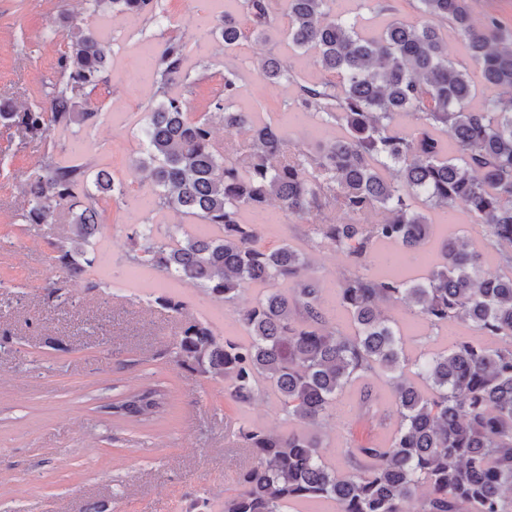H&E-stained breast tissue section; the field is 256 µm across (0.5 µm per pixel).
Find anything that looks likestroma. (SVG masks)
Segmentation results:
<instances>
[{"mask_svg":"<svg viewBox=\"0 0 512 512\" xmlns=\"http://www.w3.org/2000/svg\"><path fill=\"white\" fill-rule=\"evenodd\" d=\"M393 5L384 12L380 2ZM170 21L167 33L139 16L116 18L106 44L111 70L107 83L92 95L98 112L82 153L69 150L70 132L52 128L44 141L21 142L0 126V512H86L97 503L102 512H221L224 492L247 466L246 449L230 436L236 421L268 429L284 422L274 395L240 409L224 401V385L185 374L169 349L178 320L155 302L159 287L133 259L127 227L154 219L200 235L209 226L173 211L152 213L149 181L129 172L139 148L141 121L158 98L155 88L139 82L146 53L160 54L166 36L184 45L190 78L183 90L191 111L200 113L221 87L225 68L239 71L242 93L236 108L262 122L286 124L291 143L312 145L330 135L315 114L289 118L296 86L272 87L258 75L259 64L276 55L301 80L318 82L326 74L315 55L288 47L281 26L265 38L248 37L231 53L200 54L197 43L224 14H238L235 0H161ZM363 33L380 35L391 18L419 21L416 0H355ZM59 0H0V100L30 105L44 100L61 75L57 59L66 48ZM105 168L122 177L123 201L102 197L101 236L111 240L105 269L69 281L62 298H49L43 287L56 275L51 239L71 216L59 210L55 224L35 236L16 224L26 201L21 186L46 159ZM262 226L263 246L289 240L305 251L324 283L325 300L344 277V259L313 247L301 226L267 211L244 214ZM187 315L208 322L220 336L239 335L233 307L215 302L193 286L172 283ZM160 382L170 390L161 418L134 427L113 416L110 406L143 384ZM355 391L346 392L340 411L324 428L322 454L342 467L340 444L350 435L384 438V431L357 416Z\"/></svg>","mask_w":512,"mask_h":512,"instance_id":"1","label":"stroma"}]
</instances>
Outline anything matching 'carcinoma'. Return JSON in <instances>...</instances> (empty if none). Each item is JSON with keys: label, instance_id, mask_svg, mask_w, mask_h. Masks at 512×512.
<instances>
[{"label": "carcinoma", "instance_id": "obj_1", "mask_svg": "<svg viewBox=\"0 0 512 512\" xmlns=\"http://www.w3.org/2000/svg\"><path fill=\"white\" fill-rule=\"evenodd\" d=\"M273 0H238L251 23L226 15L216 27L224 52L248 35L262 37L272 22ZM422 20L394 19L366 38L359 19L339 0H288V45L311 50L334 79L300 84L276 56L264 59L270 86L294 83L293 117L311 111L342 134L300 147L280 123L255 122L234 110L242 86L224 73L223 89L195 116L187 100L169 93L185 83L184 47L168 40L149 73L161 99L146 113L141 147L130 172L151 181L150 205L216 228L218 236L160 238L154 223L135 224L133 259L169 280L191 282L217 302L234 305L247 287L266 292L238 311L245 338L218 336L195 318L180 321L173 361L191 376L224 382V398L239 408L272 389L288 428L235 423L233 445L254 463L237 473L223 512H283L292 500L332 502L335 512H512V27L493 14L477 21L472 0H416ZM93 14L136 15L165 29L159 0H85ZM459 36L485 84L507 98L474 108L467 67L448 58L443 30ZM61 80L41 105L0 106V124L26 140L51 126L95 123L91 95L109 76L108 51L90 28L72 31L58 58ZM412 116L417 126L401 129ZM228 141L219 150L213 119ZM245 130L249 136L237 140ZM398 168L394 180L384 171ZM124 181L109 171L49 161L23 184L28 209L20 223L51 224L58 208L72 213L67 235L53 242L55 268L71 279L106 263L97 248L103 223L100 195L120 201ZM420 199L454 216L460 207L485 226L487 246L505 268H484V252L457 234L438 243L437 258L419 279L402 277L377 255L390 245L420 254L431 219L412 209ZM277 202L304 224L317 247L347 262L335 290L351 332L328 327L323 289L306 254L290 243L258 246L259 224L247 211ZM343 212L347 221L328 218ZM318 213L319 223L308 222ZM155 301L176 315L184 302L163 292ZM403 306L422 333L408 336L386 313ZM462 325L468 334L438 344L439 330ZM417 344L415 355L407 344ZM383 377L391 408L381 412L368 382ZM359 386V417L387 429L380 442L349 439L340 473L325 462L314 429L326 425L336 400ZM169 390L148 383L112 404L113 414L138 426L165 410Z\"/></svg>", "mask_w": 512, "mask_h": 512}]
</instances>
